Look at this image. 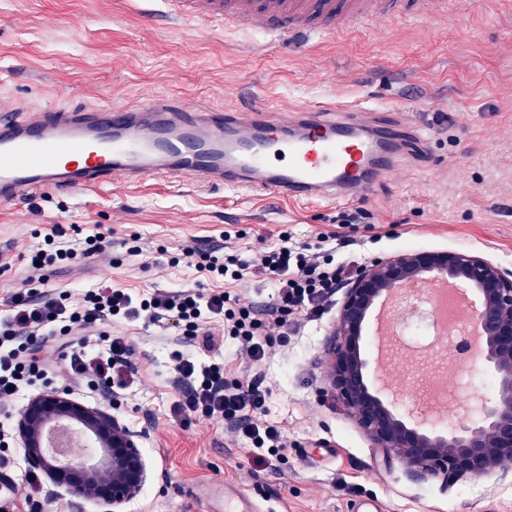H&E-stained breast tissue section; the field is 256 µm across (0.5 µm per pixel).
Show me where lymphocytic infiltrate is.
<instances>
[{
	"instance_id": "f902f5d3",
	"label": "lymphocytic infiltrate",
	"mask_w": 512,
	"mask_h": 512,
	"mask_svg": "<svg viewBox=\"0 0 512 512\" xmlns=\"http://www.w3.org/2000/svg\"><path fill=\"white\" fill-rule=\"evenodd\" d=\"M64 235L61 225L46 229L42 246L29 256V275L0 304L1 412H15L20 392L47 385L59 372L78 379L88 393L106 398L133 385L127 344L119 337L108 341L102 337L101 326L110 323L138 319L165 322L207 350L214 347L216 335L239 338L247 341L251 361L259 362L266 355L262 336L274 330L284 337L300 320L322 316L328 299L348 272L347 266L334 265L320 253L289 245L263 252L250 262L224 255L216 248L189 246L185 256L210 278L237 282L252 274L273 280L279 304L268 319L256 318L248 306L236 310L226 307L224 293L195 289L159 290L137 297L128 289L102 285L75 300L66 292L43 293L44 273L61 264L82 266L102 258L106 236L98 231L88 234L75 249L64 245ZM46 336L68 339L72 350L65 365H58L49 351L37 347V339ZM174 360L182 393L174 414L226 420L254 448L271 453L283 448L279 426L260 418L265 391L259 380L230 388L224 384L223 367L202 365L180 354ZM12 441L11 432L0 431V512H52L53 500L44 492L37 471H28L21 483L12 478L15 462L8 453Z\"/></svg>"
}]
</instances>
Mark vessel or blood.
Segmentation results:
<instances>
[{"instance_id": "obj_1", "label": "vessel or blood", "mask_w": 512, "mask_h": 512, "mask_svg": "<svg viewBox=\"0 0 512 512\" xmlns=\"http://www.w3.org/2000/svg\"><path fill=\"white\" fill-rule=\"evenodd\" d=\"M166 12L201 25L220 21L278 37L312 39L357 25L415 15H447L449 0H161ZM362 106L339 99L272 114L268 104L216 112L151 98L80 108L16 111L0 98V206L45 190L84 191L182 178L203 187L251 190L295 202L365 197L393 168L396 132H357L337 120ZM208 512H254L239 489L218 477L197 486Z\"/></svg>"}]
</instances>
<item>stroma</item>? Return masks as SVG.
I'll return each instance as SVG.
<instances>
[{
	"instance_id": "35a3bbf8",
	"label": "stroma",
	"mask_w": 512,
	"mask_h": 512,
	"mask_svg": "<svg viewBox=\"0 0 512 512\" xmlns=\"http://www.w3.org/2000/svg\"><path fill=\"white\" fill-rule=\"evenodd\" d=\"M1 96L30 111L156 96L214 108L259 96L278 108L340 97L382 110L386 121L409 119L414 147L393 177L347 205L205 192L164 178L136 188L45 192L0 208V257L11 265L0 272V299L26 277L24 254L54 224L69 226L73 240L101 230L108 257L48 272V290L77 297L99 285L136 294L200 286L229 295L230 306H252L262 320L277 303L270 280L206 279L183 248L219 246L249 260L284 234L313 248L350 208L364 219L351 229V245L334 256L350 272L410 248L471 251L512 271V0H460L444 18L361 26L311 48L178 21L159 0H0ZM135 237L151 246L150 257L128 258L125 244ZM339 302L332 297L321 318L302 321L287 339L269 337L258 363L237 339L203 352L162 324L111 326L130 349L135 383L96 403L145 435L147 482L122 512H199L192 494L204 472L236 485L256 512H351L361 501L378 512H512V478L449 485L413 478L331 397L325 340ZM400 340L417 358L400 353L384 366L399 416L416 409V384L431 380L448 393L432 411L431 429H447L464 394L490 395L489 369L478 358L457 363L447 337ZM177 351L222 364L231 387L260 378L265 419L281 425L285 449L261 456L225 422L176 420Z\"/></svg>"
}]
</instances>
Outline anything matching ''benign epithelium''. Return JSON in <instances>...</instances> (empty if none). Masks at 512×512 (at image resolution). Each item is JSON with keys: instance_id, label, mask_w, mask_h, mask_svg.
<instances>
[{"instance_id": "1", "label": "benign epithelium", "mask_w": 512, "mask_h": 512, "mask_svg": "<svg viewBox=\"0 0 512 512\" xmlns=\"http://www.w3.org/2000/svg\"><path fill=\"white\" fill-rule=\"evenodd\" d=\"M461 278L480 292L484 302L475 325L484 340L482 355L496 375L489 398H469L455 413L456 428L446 435L430 433L423 423H406L369 390L360 342L372 303L385 291H402L413 279L428 283ZM331 392L357 424L387 455L398 459L414 478L489 479L512 473V271L473 253L409 249L361 266L344 286L332 332L326 340ZM72 413L92 421L112 440V458L122 464L118 479L97 486V501L118 509L133 500L147 480L140 441L144 435L104 408L52 392L28 398L15 422V433L34 469H44L30 447L34 426L54 413ZM47 478L72 496L86 491L80 465L47 471Z\"/></svg>"}]
</instances>
